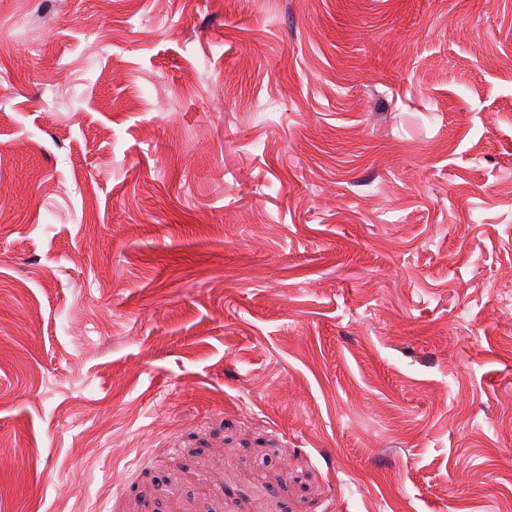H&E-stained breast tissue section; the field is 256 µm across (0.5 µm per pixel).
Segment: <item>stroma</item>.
Instances as JSON below:
<instances>
[{"mask_svg":"<svg viewBox=\"0 0 512 512\" xmlns=\"http://www.w3.org/2000/svg\"><path fill=\"white\" fill-rule=\"evenodd\" d=\"M511 506L512 0H0V512Z\"/></svg>","mask_w":512,"mask_h":512,"instance_id":"1","label":"stroma"}]
</instances>
